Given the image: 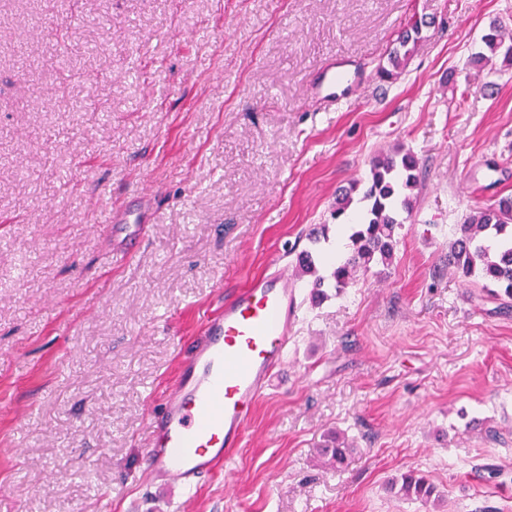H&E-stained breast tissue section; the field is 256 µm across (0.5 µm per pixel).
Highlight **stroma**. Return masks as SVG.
I'll return each mask as SVG.
<instances>
[{
	"label": "stroma",
	"instance_id": "35a3bbf8",
	"mask_svg": "<svg viewBox=\"0 0 512 512\" xmlns=\"http://www.w3.org/2000/svg\"><path fill=\"white\" fill-rule=\"evenodd\" d=\"M493 22L512 0H0V512H512V314L448 271L455 225L512 194V66L470 62ZM333 62L338 106L311 94ZM399 146L426 174L393 264L318 303L298 280L228 469L147 486L149 410L203 318L316 225L346 254L336 194ZM145 193L116 259L105 228ZM407 470L437 505L390 490ZM431 24L432 21H428L425 17L412 16L408 19L387 54V66L383 65L377 70V77L381 81L389 82L398 77L421 40L423 29ZM134 215V213L130 211H125L123 214L114 217V224H110L106 227V234L109 236L120 237L123 233L125 236L121 239L125 240L124 245L120 252L118 253L121 256V259H126L131 257L132 253L137 249L139 244L141 243V232H140V224H142V216L141 212H137L134 215L133 221L131 222L130 217ZM130 223L137 224L134 225L136 229L133 232L126 233L127 228H129ZM352 443L339 432H332L325 438L323 445L318 448V455L323 459L325 465L339 469L345 462Z\"/></svg>",
	"mask_w": 512,
	"mask_h": 512
}]
</instances>
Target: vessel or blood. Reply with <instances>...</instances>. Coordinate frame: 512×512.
Here are the masks:
<instances>
[{"instance_id": "b4317fda", "label": "vessel or blood", "mask_w": 512, "mask_h": 512, "mask_svg": "<svg viewBox=\"0 0 512 512\" xmlns=\"http://www.w3.org/2000/svg\"><path fill=\"white\" fill-rule=\"evenodd\" d=\"M347 74L327 69L314 97L339 100ZM141 216L121 214L106 228L123 237L121 258L141 242ZM211 312L179 363L160 411L150 413L152 438L144 453L147 484L186 493L229 462L241 447L259 399L286 364L299 305L292 277L279 259Z\"/></svg>"}]
</instances>
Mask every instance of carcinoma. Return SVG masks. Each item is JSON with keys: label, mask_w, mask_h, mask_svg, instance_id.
<instances>
[{"label": "carcinoma", "mask_w": 512, "mask_h": 512, "mask_svg": "<svg viewBox=\"0 0 512 512\" xmlns=\"http://www.w3.org/2000/svg\"><path fill=\"white\" fill-rule=\"evenodd\" d=\"M431 22L424 17L408 19L387 54V65L377 70V77L389 82L398 77L411 59L423 29ZM483 44L492 54H502L512 63V34L503 26L492 24L482 36ZM422 161L410 150L399 147L371 161L364 187L355 182L341 189L331 218L336 224L345 223L353 203L352 192L360 189L363 203L358 222L350 225L348 252L336 259L329 274L320 272L324 265L321 243L327 239L328 225L322 224L310 233L311 247L297 256L299 275L311 279L314 300L320 301L333 288L341 295L377 266L392 264L399 242V230L413 210L415 190L421 184ZM448 270L459 277L483 283V290L493 297L512 300V195L499 198L491 206L475 211L456 225L454 240L448 251ZM352 443L339 432H332L318 448L325 465L340 468ZM391 486L405 498L435 503L440 494L429 479L408 470Z\"/></svg>", "instance_id": "cac0c4a2"}]
</instances>
